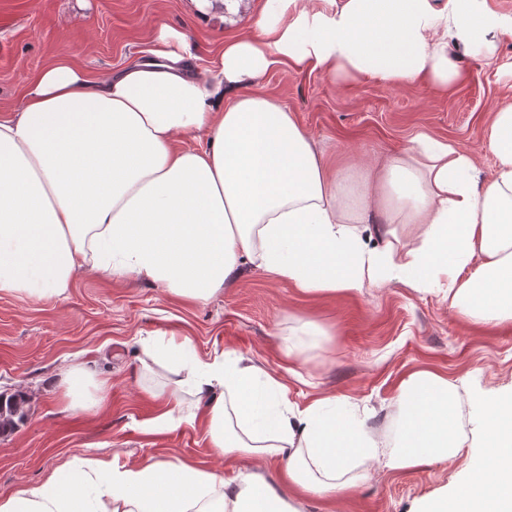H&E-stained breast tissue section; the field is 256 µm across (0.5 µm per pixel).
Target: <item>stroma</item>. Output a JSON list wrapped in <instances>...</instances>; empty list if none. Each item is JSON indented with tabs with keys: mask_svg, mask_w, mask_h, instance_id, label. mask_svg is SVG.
Returning <instances> with one entry per match:
<instances>
[{
	"mask_svg": "<svg viewBox=\"0 0 512 512\" xmlns=\"http://www.w3.org/2000/svg\"><path fill=\"white\" fill-rule=\"evenodd\" d=\"M266 0H241L223 18L202 21L187 0H0V106L21 108L25 90L44 68L66 58L100 76L149 59L156 27L185 33L193 67L213 66L224 36L251 26ZM459 81L440 92L416 83L396 87L378 78H330L317 69L281 66L259 81L278 98L338 165L365 164L410 147L426 130L473 150L483 176L494 170L486 151L494 113L512 102V37H502L494 64L449 45ZM315 322L321 333L302 339L295 361L283 340ZM190 337L211 357L234 350L276 372L289 402L305 408L336 394L370 407L380 425L391 414L400 380L417 369L442 373L459 388L512 389V325L474 328L448 308L447 300L391 282L350 296L309 295L261 270L244 266L232 287L205 302L189 303L160 287L108 280L79 270L66 299H29L0 293V394L23 392L27 417L0 435V496L37 483L76 456L183 461L227 473L260 468L279 484L281 462H233L215 456L201 426L180 425L152 433L157 403L143 373L138 340ZM85 364L107 379L105 405L96 411L66 409L58 374ZM479 449L464 445L458 462H435L400 473L370 463V478L351 497L311 495L299 512H418L428 498L453 491L466 462Z\"/></svg>",
	"mask_w": 512,
	"mask_h": 512,
	"instance_id": "stroma-1",
	"label": "stroma"
}]
</instances>
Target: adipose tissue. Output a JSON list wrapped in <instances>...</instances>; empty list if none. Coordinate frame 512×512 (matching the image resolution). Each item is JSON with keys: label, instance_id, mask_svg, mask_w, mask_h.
<instances>
[{"label": "adipose tissue", "instance_id": "adipose-tissue-1", "mask_svg": "<svg viewBox=\"0 0 512 512\" xmlns=\"http://www.w3.org/2000/svg\"><path fill=\"white\" fill-rule=\"evenodd\" d=\"M506 33L512 16L485 0H268L204 73L187 71L186 37L164 24L152 58L117 74L50 65L20 110L0 113V293L63 299L88 268L204 302L249 265L318 296L396 281L443 294L469 325L512 323V104L494 114L485 180L475 153L427 131L383 161L330 167L293 112L244 87L289 62L444 92L459 77L449 43L489 58ZM199 132L205 148L177 147ZM138 344L141 368L171 373L150 391L151 428L202 421L218 456L283 461L287 493L257 471L76 457L0 497V512H297L311 494L350 495L365 461L392 472L454 461L466 406L480 414L479 460L423 512H512V390L463 391L418 369L377 431L343 397L295 408L271 370L236 351L205 359L187 337ZM59 384L72 410L106 395L79 365Z\"/></svg>", "mask_w": 512, "mask_h": 512}]
</instances>
